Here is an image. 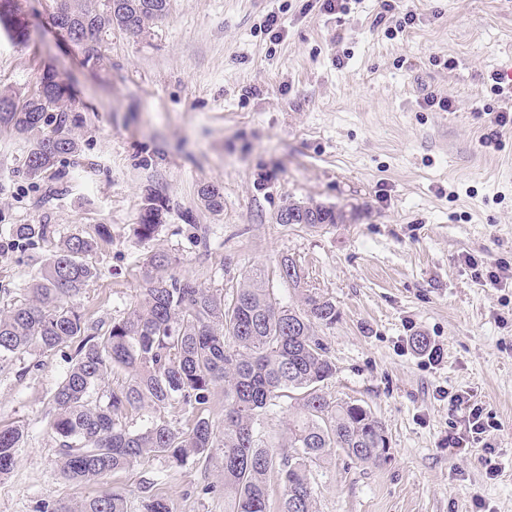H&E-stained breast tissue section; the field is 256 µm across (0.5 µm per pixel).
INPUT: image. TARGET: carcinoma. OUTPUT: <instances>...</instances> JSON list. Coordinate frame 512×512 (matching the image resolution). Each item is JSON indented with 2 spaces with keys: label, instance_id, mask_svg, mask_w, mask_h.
Instances as JSON below:
<instances>
[{
  "label": "carcinoma",
  "instance_id": "1",
  "mask_svg": "<svg viewBox=\"0 0 512 512\" xmlns=\"http://www.w3.org/2000/svg\"><path fill=\"white\" fill-rule=\"evenodd\" d=\"M54 24L68 31L87 63L103 60L101 35L118 28L132 36L166 17L170 0H53ZM0 35L22 41L25 28L15 0H0ZM35 91L18 100L0 91V124L30 143L25 166L32 176L79 152L68 125L70 95L57 74L42 73ZM200 204L219 212L224 197L215 185L198 191ZM290 224H336L340 211L322 205L290 204ZM168 208L159 196L145 197L134 228L150 239L165 223ZM52 224H14L15 244L47 242ZM110 237L105 224L97 237L73 232L62 237L40 277L18 289L20 299L0 310V364L32 352L59 350L79 340L75 356L53 394L49 428L58 444L57 467L71 482H89L152 457L176 461L206 454L221 458L226 512H271L269 476L279 469L284 492L277 512H316L311 466L335 449L363 464H377L388 448L383 425L363 405L327 398L320 384L334 374L316 324L336 323V305L316 293L303 297L306 310L283 305L262 274L245 277L231 294L200 288L189 280L165 279L157 272L171 263L157 251L145 270L144 299L102 335L87 333L76 300L96 277L89 262ZM297 262L280 260V276L299 288ZM128 374L117 388L102 384L112 372ZM224 390V419L195 416L183 430L156 419L132 430L128 412H157L172 405L199 411ZM294 401L284 451L276 457L260 439L258 421L278 399ZM21 425L0 429V476L17 464L24 440ZM52 512H126L124 499L101 494L78 503H59Z\"/></svg>",
  "mask_w": 512,
  "mask_h": 512
}]
</instances>
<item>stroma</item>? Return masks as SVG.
<instances>
[{
  "instance_id": "stroma-1",
  "label": "stroma",
  "mask_w": 512,
  "mask_h": 512,
  "mask_svg": "<svg viewBox=\"0 0 512 512\" xmlns=\"http://www.w3.org/2000/svg\"><path fill=\"white\" fill-rule=\"evenodd\" d=\"M51 0H19L24 42L0 40V90L25 98L55 71L73 96L79 155L27 175V143L0 128V306L40 275L51 246L9 244L15 224L110 242L76 301L89 328L126 317L143 299L155 251L164 277L232 292L248 272L269 276L283 304L300 290L276 278L282 257L338 316L317 328L336 372L322 392L364 405L389 441L362 464L332 452L312 469L319 512H512V287L482 285L465 256L512 264V128L483 143L490 112L512 97L491 80L512 60V0H415L417 18L391 36L375 25L381 0H171L168 16L134 37L103 36L105 59L85 63L47 22ZM284 29L273 41L268 13ZM448 97L442 111L427 93ZM213 184L224 208L198 199ZM166 222L133 234L144 197ZM313 203L338 224H281L286 204ZM304 288V289H305ZM439 345L428 363L414 341ZM73 347L0 369V426L26 432L14 470L0 476V512H43L116 492L127 512L155 494L173 512H224L220 458L155 457L77 484L56 466L51 397ZM497 423L491 452L459 455L448 434L471 406Z\"/></svg>"
}]
</instances>
